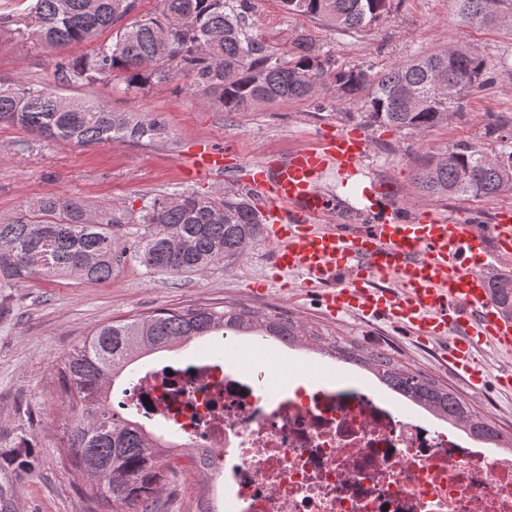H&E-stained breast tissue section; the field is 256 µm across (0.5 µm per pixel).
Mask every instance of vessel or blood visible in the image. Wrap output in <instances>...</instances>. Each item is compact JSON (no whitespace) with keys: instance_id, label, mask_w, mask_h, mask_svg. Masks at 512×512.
<instances>
[{"instance_id":"b4317fda","label":"vessel or blood","mask_w":512,"mask_h":512,"mask_svg":"<svg viewBox=\"0 0 512 512\" xmlns=\"http://www.w3.org/2000/svg\"><path fill=\"white\" fill-rule=\"evenodd\" d=\"M366 150L365 139L343 131L251 168L275 269L298 274L299 291L316 294L329 316L387 321L422 345H443L471 389L491 383L512 393V365L492 374L478 358L485 345L512 354V320L493 303L484 273L490 260L512 259V207L501 206L488 227L427 213L384 215L365 231L330 224L334 201L321 186L355 170ZM226 158L197 141L186 153V174L223 175ZM392 280L397 288H389Z\"/></svg>"}]
</instances>
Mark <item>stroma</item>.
<instances>
[{
    "label": "stroma",
    "instance_id": "stroma-1",
    "mask_svg": "<svg viewBox=\"0 0 512 512\" xmlns=\"http://www.w3.org/2000/svg\"><path fill=\"white\" fill-rule=\"evenodd\" d=\"M29 0H0V84H53L54 49L37 42L27 17ZM253 35L278 51L307 35L316 53L339 67L364 66L381 72L448 44L471 46L491 68L482 88L463 96L447 120L421 132L367 125L361 105L328 91L318 102L278 105L261 112H223L205 105L184 80L123 92L122 79L63 87L67 96L102 101L117 112H139L163 120L171 135L150 145L115 143L77 148L41 139L0 122V215L25 210L46 195L77 197L90 207L131 212L154 197L183 191L198 194L246 193L249 168L268 155L313 145L341 130L361 133L368 152L351 175L329 176L323 185L339 224L368 222L378 208L392 205L406 218L431 212L477 224L493 223L512 192L494 198H434L419 191L413 174L418 160L455 145L471 143L494 154L486 139L488 120L512 121V25L460 24L456 0H393L389 15L366 31L338 33L305 16L286 12L279 0H255ZM208 140L231 152L224 178L186 179L182 164L188 145ZM268 240L256 242L229 266L205 275L172 279L146 274L133 260L115 266L110 281L41 279L11 291L10 310L0 316V435L29 423L36 437L38 464L16 480L17 512H92L82 493L85 479L65 462L58 431L70 412L58 367L72 345L98 325L159 308L248 306L282 314L321 332L368 349H387L398 363L457 390L482 414L512 432V393L486 387L472 390L443 360L435 345H420L389 324H363L357 317L329 318L315 294L292 296L280 287L271 265ZM263 293H256L257 284Z\"/></svg>",
    "mask_w": 512,
    "mask_h": 512
}]
</instances>
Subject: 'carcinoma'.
<instances>
[{"mask_svg": "<svg viewBox=\"0 0 512 512\" xmlns=\"http://www.w3.org/2000/svg\"><path fill=\"white\" fill-rule=\"evenodd\" d=\"M159 14L129 18L136 0H33L36 40L60 51L54 61L58 84H94L121 74L125 90L137 91L177 77L190 79L204 101L223 112H253L274 104L313 102L330 88L361 103L371 124L424 132L447 119L458 93L483 85L485 57L452 46L374 73L360 66L331 68L299 35L280 54L253 37L248 18L254 0H160ZM289 13L315 19L342 32H360L383 19L392 0H280ZM458 17L481 27L497 19V6L512 0H457ZM117 27L111 41H98ZM90 43L80 56L69 47ZM0 121L21 126L48 141L76 147L121 142L154 143L169 138L164 121L136 112H114L102 103L60 96L53 88L21 83L0 86ZM414 180L437 198H493L512 190V150L489 156L475 144H459L420 161ZM142 224L144 232L131 258L148 274L204 275L218 264L242 256L263 232L262 220L247 197L182 192L154 198L141 214L126 210L98 213L75 197L36 200L25 211L0 216V314L9 309L5 289L54 277L89 283L112 279V265L126 257L112 228ZM490 294L502 314L512 318V275L490 278ZM232 335L282 339L290 346L319 341L279 315L263 317L247 308L159 309L147 316L113 321L96 328L66 355L59 378L73 414L60 436L73 467L87 477L96 512H159L165 486L188 468L179 444L119 412L112 402L116 379L131 384L134 364L171 352L193 340ZM326 353L346 363L368 366L392 391L478 439L500 438L497 427L477 413L455 390L398 364L385 349H364L334 340ZM37 458L25 431L0 440V512H15V473L35 470Z\"/></svg>", "mask_w": 512, "mask_h": 512, "instance_id": "carcinoma-1", "label": "carcinoma"}]
</instances>
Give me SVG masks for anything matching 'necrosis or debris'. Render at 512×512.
I'll return each instance as SVG.
<instances>
[{"label": "necrosis or debris", "mask_w": 512, "mask_h": 512, "mask_svg": "<svg viewBox=\"0 0 512 512\" xmlns=\"http://www.w3.org/2000/svg\"><path fill=\"white\" fill-rule=\"evenodd\" d=\"M289 365L278 350L259 366L205 350L144 367L115 401L184 439L224 512H512V457L378 388L272 392Z\"/></svg>", "instance_id": "4bbe7bcc"}]
</instances>
